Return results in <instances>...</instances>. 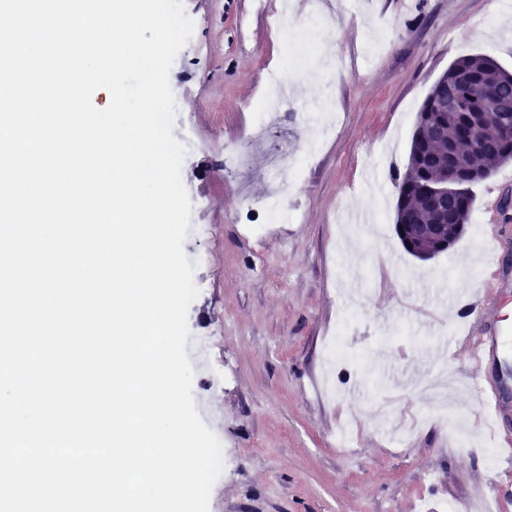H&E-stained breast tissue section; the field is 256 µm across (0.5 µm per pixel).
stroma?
I'll use <instances>...</instances> for the list:
<instances>
[{
  "label": "stroma",
  "mask_w": 512,
  "mask_h": 512,
  "mask_svg": "<svg viewBox=\"0 0 512 512\" xmlns=\"http://www.w3.org/2000/svg\"><path fill=\"white\" fill-rule=\"evenodd\" d=\"M280 0H184L194 31L169 72L185 149L181 177L192 229L183 250L200 291L189 307L197 412L224 448L208 512H443L475 485L500 482L490 448L501 432L469 390L477 374L457 337L480 311L493 280L495 203L512 161L473 188L461 238L421 261L395 233L397 190L417 114L435 81L459 57L482 55L512 71V6L500 0H378L358 15L354 0H304L288 17L332 23L311 61L290 75L298 108L331 101L333 133L283 110L261 143L249 138L264 98L265 68H287L272 31ZM252 153L250 170L225 160L228 146ZM287 154L271 175L267 155ZM287 199L295 219L255 238L242 190ZM362 289L344 345L355 365L337 367L336 400L323 397L324 341L347 293ZM465 382L453 403L471 439L459 444L440 423L416 425L418 385L433 368ZM391 400L400 443L379 430L364 400ZM350 422L353 451L336 434Z\"/></svg>",
  "instance_id": "35a3bbf8"
}]
</instances>
